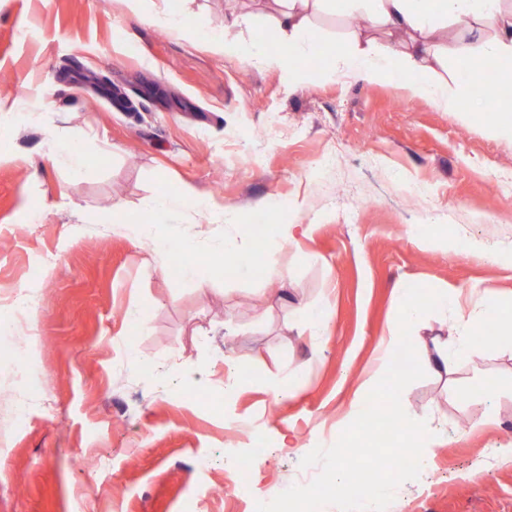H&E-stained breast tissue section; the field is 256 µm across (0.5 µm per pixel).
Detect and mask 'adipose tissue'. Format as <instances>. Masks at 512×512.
<instances>
[{
  "label": "adipose tissue",
  "mask_w": 512,
  "mask_h": 512,
  "mask_svg": "<svg viewBox=\"0 0 512 512\" xmlns=\"http://www.w3.org/2000/svg\"><path fill=\"white\" fill-rule=\"evenodd\" d=\"M272 21L281 43L279 52L271 53L260 44L243 47L212 38V46L227 54H237L247 64L258 69L284 70L292 85L305 86L311 83V71L299 69L297 60L303 54H318L322 48L316 39L310 20L321 14L334 0H271ZM375 21L391 32H415L416 37L395 51L393 58L376 53L373 46L358 47L337 56L336 68L351 73L366 82H379L388 78L403 81L413 95L435 100L445 106H453L455 92L447 80L441 79L435 65L436 54L427 43L420 40L423 32L438 29L451 18L462 16L497 17L501 23L493 41L487 42L485 53L478 66L461 70L465 80L478 77L484 66L498 67L501 74L512 81V15L503 16L502 0H371ZM119 230L130 235L135 247L150 248L159 256L171 247L182 251L195 250L197 241L190 236L174 237L161 233L155 224L119 223ZM425 300L408 288L400 289L395 303L392 322L382 342V354L369 372L367 388H374L381 377L392 367V352L405 337L406 331L414 328L423 316ZM455 331L451 339L437 338L433 341L434 353L426 359V368L433 374L450 371L458 355L468 344L475 324V315L459 301H451Z\"/></svg>",
  "instance_id": "obj_1"
}]
</instances>
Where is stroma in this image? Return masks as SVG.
I'll return each instance as SVG.
<instances>
[{
	"label": "stroma",
	"instance_id": "35a3bbf8",
	"mask_svg": "<svg viewBox=\"0 0 512 512\" xmlns=\"http://www.w3.org/2000/svg\"><path fill=\"white\" fill-rule=\"evenodd\" d=\"M231 6L252 22L225 30ZM145 9L0 0V102L19 107L18 132L0 150L25 158L0 164V313L25 289L22 325L46 382L26 389L20 343L0 335V512H191L215 486L210 512H252L233 493L236 480L264 500L320 474L300 461L335 441L361 396L398 289L430 299L415 340L445 325L434 297L512 301V264L483 254L512 246V196L501 187L512 179V138L493 128L512 113V84L486 94L492 74L483 72L449 109L396 78L326 73L353 37L399 44L373 16L349 29L328 11L312 20L324 51L306 59L324 73L293 88L281 71L246 67L207 43L223 31L277 51L258 0H146ZM170 9L185 37L154 24L153 13ZM475 26L477 38L452 23L428 35L449 73L460 56L482 55L497 22ZM54 102L67 107L57 125L97 141L76 175L45 160L44 122L29 109ZM182 183L234 213L242 273L215 265L207 279L181 280L177 266L201 262L202 249L169 253L145 273L143 251L113 233L114 217L139 222L153 195ZM288 218L305 232L280 251L283 287L265 278L250 226ZM444 229L482 251L414 238ZM321 307L327 329L313 342L299 333L300 312ZM134 308L144 326L130 323ZM134 355L142 367L131 368ZM230 374L239 384L227 397ZM287 375L301 386L273 398ZM489 382L512 385V350L473 338L449 373L405 388L403 408L444 442L431 468L396 488L404 508L387 512H512V394L482 396ZM20 409L27 420L17 426ZM254 418L264 419L266 441L243 470L239 425ZM285 438L302 450L282 448Z\"/></svg>",
	"mask_w": 512,
	"mask_h": 512
}]
</instances>
